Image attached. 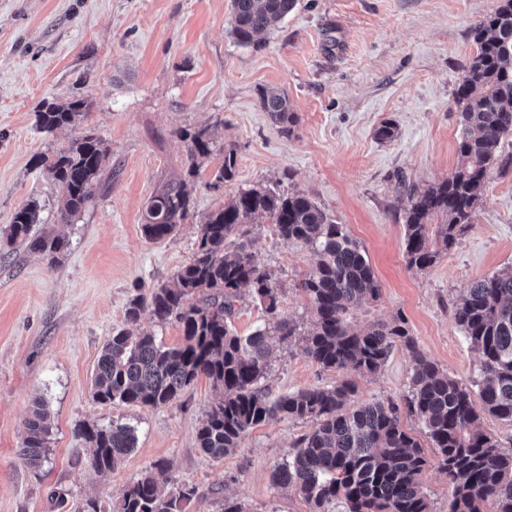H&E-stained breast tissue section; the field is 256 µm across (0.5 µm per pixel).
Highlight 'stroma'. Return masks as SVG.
Instances as JSON below:
<instances>
[{"label":"stroma","mask_w":512,"mask_h":512,"mask_svg":"<svg viewBox=\"0 0 512 512\" xmlns=\"http://www.w3.org/2000/svg\"><path fill=\"white\" fill-rule=\"evenodd\" d=\"M497 0H297L271 30L243 46L232 33L231 0H0V229L38 200L41 226L70 247L55 267L23 246L0 251V512H68L120 491L156 462L196 487L185 512H312L301 494L271 480L312 422L272 420L251 430L235 453L215 460L196 432L215 398L199 380L158 407L100 403L91 375L128 302L166 283L191 257L200 221L240 191L266 187L312 198L345 225L381 288L376 312L402 313L418 349L470 385L480 358L455 324L452 307L473 282L512 267V168L492 172L470 225L436 264L419 271L405 257L399 180L425 188L457 165L460 126L454 92L477 51L472 27ZM288 96L294 120L274 123L261 93ZM92 99L85 119L49 136L42 102ZM391 124L395 136L379 139ZM207 127L217 147L234 150L235 173L212 189L216 159L190 172L181 131ZM91 131L111 152L104 188L73 223L57 221L61 193L36 155H54ZM189 180L194 213L162 241L142 224L153 196ZM250 247L279 282L280 316L299 336L275 344L261 380L270 397L342 381L302 352L313 312L301 288L316 258L309 247L251 225ZM396 346L381 370L358 380L357 403L402 402L413 373ZM51 417L41 466L20 454L35 400ZM126 424L137 445L108 476L77 461L86 423ZM428 464L421 484L431 512H448V479L422 424L403 418Z\"/></svg>","instance_id":"obj_1"}]
</instances>
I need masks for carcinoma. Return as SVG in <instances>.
Here are the masks:
<instances>
[{
    "mask_svg": "<svg viewBox=\"0 0 512 512\" xmlns=\"http://www.w3.org/2000/svg\"><path fill=\"white\" fill-rule=\"evenodd\" d=\"M295 2L232 0L237 41L252 43ZM471 35L477 52L455 95L461 127L458 165L424 190L404 186L405 254L408 266L418 270L433 266L438 246L451 247L470 225L492 168L512 166V155L497 154L502 138L512 133V100H505V94H512V0H498ZM259 105L278 124L293 119L288 98L276 88L263 91ZM92 107L86 97L45 102L37 114L39 129L52 135L74 126ZM182 137L188 141L190 167L214 155L209 128L186 130ZM220 153L222 161L209 183L215 189L233 177L236 165L234 150ZM109 160V150L90 131L52 159L36 158L62 193L60 223L85 211L101 189ZM191 208L188 184L167 183L145 211V235L167 238L188 219ZM39 210L35 200L20 206L3 235L6 244H24L53 267L69 240L35 232ZM259 218L269 220L280 239L310 246L318 256L302 283L314 314L303 353L324 370L364 377L376 374L396 343L403 344L414 362L403 404L357 405L353 380L302 388L273 400L259 386L269 367L271 341L289 342L298 335L296 325L279 318L274 274L261 266L244 240L246 226ZM380 291L360 246L309 196L243 190L205 217L192 259L172 280L137 295L126 309L131 325L146 310L159 322L177 323L182 342L168 347L148 330L135 335L118 331L98 360L93 397L101 403L158 408L178 400L200 378L209 379L221 396L210 405L196 440L215 459L235 451L251 429L270 420L313 422V429L295 444L292 460L271 475L274 484L298 491L313 512H326L336 503L344 512H430L420 485L428 461L401 422L412 416L440 455V468L448 477V512H512V450L500 448L479 426L484 415L512 421V268L475 282L453 306L456 325L481 359L480 380L473 387L448 376L417 349L402 315L359 325ZM247 292L271 323L241 336L231 328V317ZM48 419L44 403L35 402L22 446V456L33 466L45 459ZM80 435L88 447L77 453V460H85L98 474L111 472L137 443L134 429L125 424H85ZM195 494L196 488L178 484L170 467L158 462L123 488L112 512H183Z\"/></svg>",
    "mask_w": 512,
    "mask_h": 512,
    "instance_id": "cac0c4a2",
    "label": "carcinoma"
}]
</instances>
